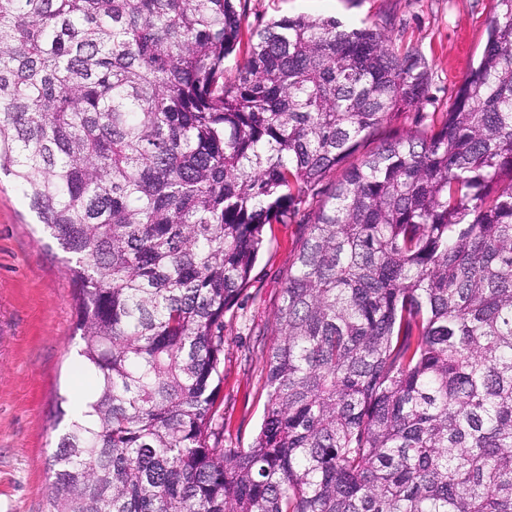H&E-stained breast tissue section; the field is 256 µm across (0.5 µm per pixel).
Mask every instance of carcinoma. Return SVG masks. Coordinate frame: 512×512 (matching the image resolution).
Listing matches in <instances>:
<instances>
[{"instance_id": "carcinoma-1", "label": "carcinoma", "mask_w": 512, "mask_h": 512, "mask_svg": "<svg viewBox=\"0 0 512 512\" xmlns=\"http://www.w3.org/2000/svg\"><path fill=\"white\" fill-rule=\"evenodd\" d=\"M242 0H0V171L71 254L87 411L48 512H512V0L450 109L375 26ZM342 170L330 181V173ZM305 224L267 404L222 444L224 314Z\"/></svg>"}]
</instances>
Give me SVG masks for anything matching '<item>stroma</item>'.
<instances>
[{"label": "stroma", "instance_id": "35a3bbf8", "mask_svg": "<svg viewBox=\"0 0 512 512\" xmlns=\"http://www.w3.org/2000/svg\"><path fill=\"white\" fill-rule=\"evenodd\" d=\"M492 0H246L244 32L283 17H334L377 25L399 51L415 50L429 73L420 113L393 117L391 129L414 127L418 115L444 112L480 56ZM303 224H271L251 282L224 316L223 445L252 443L266 404L265 355L273 316L302 236ZM68 255L29 211L11 177L0 175V512H47L53 456L73 397L91 389L81 371L76 289Z\"/></svg>", "mask_w": 512, "mask_h": 512}]
</instances>
